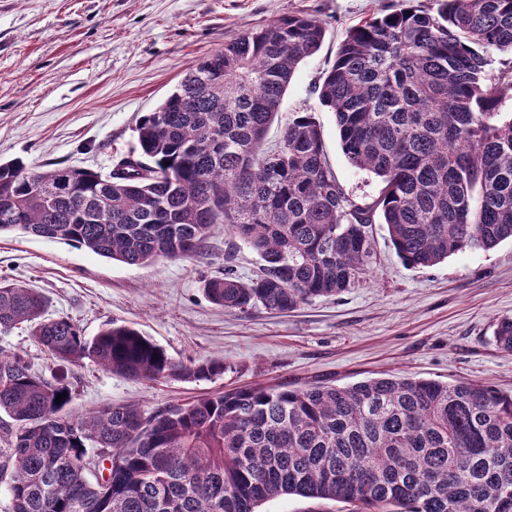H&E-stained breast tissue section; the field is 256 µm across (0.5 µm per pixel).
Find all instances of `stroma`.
Returning <instances> with one entry per match:
<instances>
[{"label":"stroma","mask_w":512,"mask_h":512,"mask_svg":"<svg viewBox=\"0 0 512 512\" xmlns=\"http://www.w3.org/2000/svg\"><path fill=\"white\" fill-rule=\"evenodd\" d=\"M398 0H0V161L109 173L135 144V127L202 58L246 30L288 14L320 19L321 49L302 61L283 96L268 143L295 112L313 113L327 160L346 193L376 198L381 183L343 155L333 113L314 84L349 28ZM371 270L345 292L285 313L213 305L202 281L231 267L249 280L258 255L217 226L201 256L129 266L86 248L34 235H0V280L43 294L45 315L94 337L109 322L135 326L174 361L218 360L211 380H133L89 361L60 363L28 325L0 333V349L56 376L87 412L136 403L153 411L245 386L348 385L383 373L482 382L512 391V353L493 339L512 317V242L431 266H406L386 225L370 230Z\"/></svg>","instance_id":"stroma-1"}]
</instances>
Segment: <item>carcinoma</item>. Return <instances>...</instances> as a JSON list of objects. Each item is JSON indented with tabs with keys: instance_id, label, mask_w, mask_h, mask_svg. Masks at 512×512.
Masks as SVG:
<instances>
[{
	"instance_id": "obj_1",
	"label": "carcinoma",
	"mask_w": 512,
	"mask_h": 512,
	"mask_svg": "<svg viewBox=\"0 0 512 512\" xmlns=\"http://www.w3.org/2000/svg\"><path fill=\"white\" fill-rule=\"evenodd\" d=\"M399 5L350 28L316 89L343 154L382 183L350 198L310 112L269 126L322 22L281 16L206 56L136 125L107 174L0 163V234L63 240L129 266L198 256L217 224L260 257L203 280L216 306L285 312L352 287L371 266L380 218L402 262L430 267L512 241V0ZM45 301L0 282V332L28 324L59 362L85 359L129 379H211L224 363L183 365L136 328L91 339ZM512 352V317L494 329ZM65 394L60 402L57 395ZM69 384L0 350V489L8 512H256L282 495L349 512H512V393L477 382L385 374L353 384L231 389L147 412L79 413ZM96 450L110 467H82Z\"/></svg>"
}]
</instances>
